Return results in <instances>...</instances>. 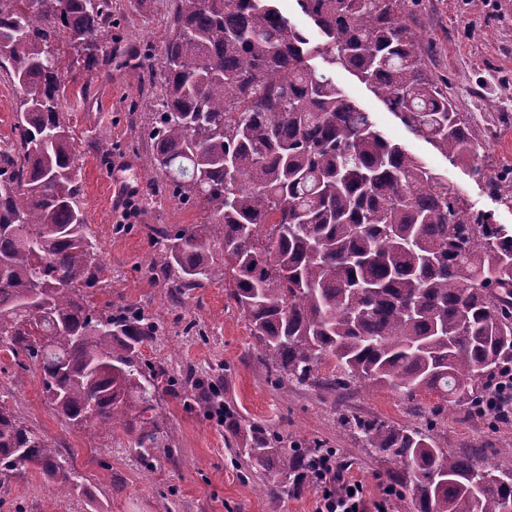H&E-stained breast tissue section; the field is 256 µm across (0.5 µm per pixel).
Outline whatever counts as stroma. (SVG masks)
Wrapping results in <instances>:
<instances>
[{"mask_svg": "<svg viewBox=\"0 0 512 512\" xmlns=\"http://www.w3.org/2000/svg\"><path fill=\"white\" fill-rule=\"evenodd\" d=\"M174 8V0H112L111 55L92 62L68 52L62 56L59 94L82 163L88 224L108 268L106 283L93 293L95 302L131 303L157 316L163 331L143 347L144 358L177 378L190 367L216 368L220 398L240 419L288 441L336 450L367 497H380L390 485L391 465L362 446L343 424L346 416L431 428L449 453L511 469L512 421L492 425L438 394L410 398L368 382L336 397L311 384L275 383L248 321L223 286L194 288L175 298L170 287L153 279L149 264L157 245L145 225L184 227L204 223L207 216L201 202L185 205L160 192V177L146 163L151 149L146 105L162 94L156 54L170 34ZM407 12L430 51L434 77L447 84L458 111L471 113L488 132L487 175L512 168V0H408ZM149 49L153 58H145L144 68H132L131 60ZM312 65L328 70L386 138L447 178L472 212L493 224L512 225V203L490 195L465 166L451 164L414 135L365 83L321 58ZM103 137L112 143L107 166L96 153ZM130 204L135 212L121 223ZM0 402L52 441L85 486L84 494L63 496L38 469H18L0 476V512H269L257 479L243 480L230 460L232 433L182 396L165 391L157 396L166 435L149 468L132 452L123 429L105 426L89 433L60 417L26 356H0Z\"/></svg>", "mask_w": 512, "mask_h": 512, "instance_id": "35a3bbf8", "label": "stroma"}]
</instances>
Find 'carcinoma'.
Wrapping results in <instances>:
<instances>
[{"label": "carcinoma", "mask_w": 512, "mask_h": 512, "mask_svg": "<svg viewBox=\"0 0 512 512\" xmlns=\"http://www.w3.org/2000/svg\"><path fill=\"white\" fill-rule=\"evenodd\" d=\"M160 51L147 164L206 224L149 227L150 270L177 290L224 286L265 353L268 375L326 394L365 380L413 397L439 393L474 414L512 366V225L490 224L376 129L313 68L323 57L367 84L451 163L485 176L487 135L428 70L406 0H297L312 41L278 0H176ZM112 41V0H0V73L21 90L14 139L0 146V341L39 364L64 419L133 436L153 459L161 384L141 358L157 318L100 309L105 266L83 207L81 164L58 94L60 51L91 60ZM329 363V375L320 365ZM235 456L280 494L311 482L321 445H290L224 413ZM398 469L414 512H512V469L479 466L440 440L378 420H347ZM37 467L57 492L82 488L55 446L0 405V471Z\"/></svg>", "instance_id": "carcinoma-1"}]
</instances>
